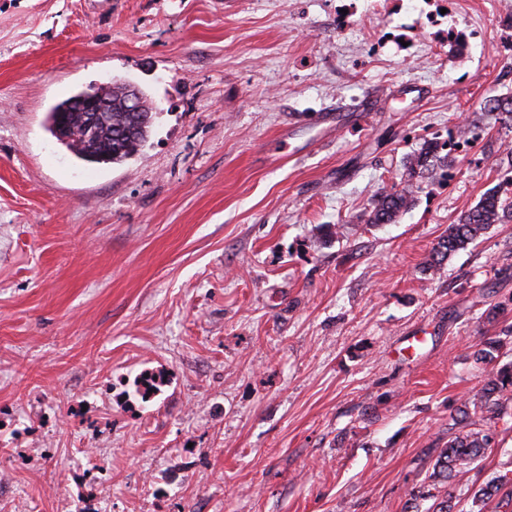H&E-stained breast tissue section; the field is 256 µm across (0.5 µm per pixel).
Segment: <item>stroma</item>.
I'll return each mask as SVG.
<instances>
[{
    "label": "stroma",
    "instance_id": "obj_1",
    "mask_svg": "<svg viewBox=\"0 0 512 512\" xmlns=\"http://www.w3.org/2000/svg\"><path fill=\"white\" fill-rule=\"evenodd\" d=\"M355 4L341 34L336 0H0V512H405L428 481L512 325V222L423 269L506 184L512 0H449L461 50ZM113 77L162 112L88 164L47 114ZM366 98L368 130L305 123ZM458 127L449 180L360 222ZM496 428L462 506L512 401ZM413 204L414 196L409 187L401 190L382 189L360 215V220L365 224H394L400 214L408 211Z\"/></svg>",
    "mask_w": 512,
    "mask_h": 512
}]
</instances>
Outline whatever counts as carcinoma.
I'll use <instances>...</instances> for the list:
<instances>
[{"instance_id":"1","label":"carcinoma","mask_w":512,"mask_h":512,"mask_svg":"<svg viewBox=\"0 0 512 512\" xmlns=\"http://www.w3.org/2000/svg\"><path fill=\"white\" fill-rule=\"evenodd\" d=\"M69 102L67 98L53 106L47 120L71 122V150L81 160H86L87 154L95 153L99 156L95 160L97 164H122L147 141L144 136L128 137L121 142L115 138L117 128H125L132 123L131 114L117 107L112 109V126L91 137L86 132L82 115L65 111ZM441 162L436 148L427 143L409 159L408 176L417 180L432 178ZM413 204L410 188L383 189L360 215V220L365 224H393ZM509 221H512V197L504 198L496 191L487 192L475 207L461 214L456 223L448 225V232L432 247L424 269H441L446 261L475 243L492 225ZM503 346V340L496 336L485 340L475 351L476 359L491 364L492 368L477 398L459 409L457 424L461 425V430L448 438L446 448L438 455L432 477L443 485L451 486L460 481L495 442L493 422L502 416L505 401L512 398V362L503 365L495 362L494 353ZM411 496L422 500L434 499L430 512H453L455 507L450 490L439 498L428 487L420 486L412 491ZM470 498L468 512H487L492 503L497 509L507 510L512 507V478L506 474L494 477L473 489Z\"/></svg>"}]
</instances>
